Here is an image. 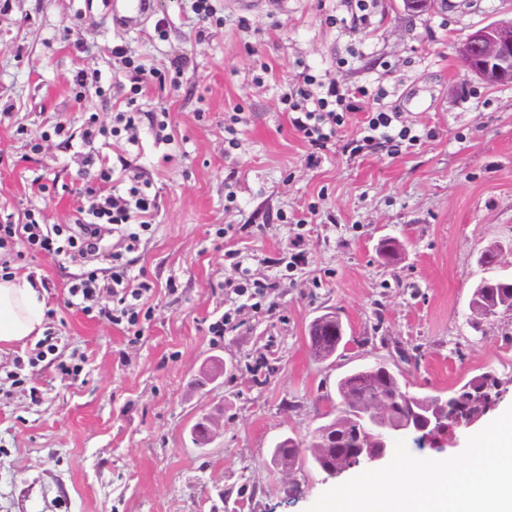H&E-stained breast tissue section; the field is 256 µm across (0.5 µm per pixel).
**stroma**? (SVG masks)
<instances>
[{
  "mask_svg": "<svg viewBox=\"0 0 512 512\" xmlns=\"http://www.w3.org/2000/svg\"><path fill=\"white\" fill-rule=\"evenodd\" d=\"M193 5L156 0L146 21L117 27L109 0H0V218L74 223L90 204L74 192L75 136L94 113H140L92 149L117 194L136 181L156 199L151 229L123 256L130 287L154 285L139 336L64 306L80 270L110 286L119 230L73 261L10 257L40 280L57 346L16 383L8 372L37 344L0 350V512H307L335 480L311 464L277 471L273 448L323 424L337 380L377 361L417 395L489 371L498 411L512 406V311L469 309L487 246L501 245L499 273L512 276V84L483 82L455 51L512 18V0L415 16L402 0H210L207 23ZM76 15L79 33L63 38ZM124 42L156 73L142 90L111 53ZM79 70L97 93L78 96ZM310 76L360 106L315 164L283 102ZM376 110L398 113L411 139L392 157L346 153ZM386 239L397 257L380 254ZM298 242L307 260L292 267ZM229 252L278 287L272 307L244 308L215 338L208 325L232 306ZM331 309L345 346L322 362L307 331ZM70 360L78 378L57 370ZM204 414L219 427L199 448L190 429Z\"/></svg>",
  "mask_w": 512,
  "mask_h": 512,
  "instance_id": "35a3bbf8",
  "label": "stroma"
}]
</instances>
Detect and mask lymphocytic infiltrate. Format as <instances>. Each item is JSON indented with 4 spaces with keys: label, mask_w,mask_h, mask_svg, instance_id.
<instances>
[{
    "label": "lymphocytic infiltrate",
    "mask_w": 512,
    "mask_h": 512,
    "mask_svg": "<svg viewBox=\"0 0 512 512\" xmlns=\"http://www.w3.org/2000/svg\"><path fill=\"white\" fill-rule=\"evenodd\" d=\"M285 100L291 111L292 127L315 149L327 148L336 136L338 127L344 122V115L357 111L358 105L349 90L331 83L324 93L300 88L286 95ZM398 116L393 112L378 111L367 117L366 134L361 141L351 142L350 152H358L361 144H378L387 154L398 153L401 140L407 129H395ZM86 169L92 177L85 187L93 202L89 208L79 211L76 225L39 223L35 216H28L26 223H0V249L13 248L23 244L32 254H52L73 259L101 248L100 227L104 224L126 226V250H134L141 232L150 228V217L156 202L139 186H131L127 196L121 197L108 191L112 181L111 171L99 165L96 156L85 158ZM129 269L122 255L112 257L111 305H100L102 288L95 271L84 270L75 274L68 288L67 303L75 308H85L87 303L98 304L99 318L112 324L126 325L128 330L138 331L146 313L144 299L152 289L149 280H141L138 288H128Z\"/></svg>",
    "instance_id": "1"
}]
</instances>
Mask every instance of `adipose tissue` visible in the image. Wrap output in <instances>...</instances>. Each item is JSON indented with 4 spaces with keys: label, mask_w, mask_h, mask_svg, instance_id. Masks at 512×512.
<instances>
[{
    "label": "adipose tissue",
    "mask_w": 512,
    "mask_h": 512,
    "mask_svg": "<svg viewBox=\"0 0 512 512\" xmlns=\"http://www.w3.org/2000/svg\"><path fill=\"white\" fill-rule=\"evenodd\" d=\"M39 280L19 274L0 277V344H12L45 331V304Z\"/></svg>",
    "instance_id": "adipose-tissue-1"
}]
</instances>
